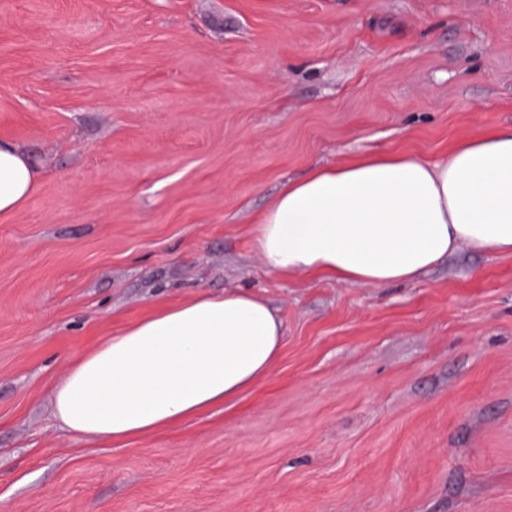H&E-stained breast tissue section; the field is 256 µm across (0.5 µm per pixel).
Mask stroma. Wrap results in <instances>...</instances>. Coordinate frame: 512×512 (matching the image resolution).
Masks as SVG:
<instances>
[{
	"mask_svg": "<svg viewBox=\"0 0 512 512\" xmlns=\"http://www.w3.org/2000/svg\"><path fill=\"white\" fill-rule=\"evenodd\" d=\"M512 127V0H0V138L42 180L0 216V512H512V256L418 281L267 271L281 186ZM243 288L269 374L145 436L64 431L71 364Z\"/></svg>",
	"mask_w": 512,
	"mask_h": 512,
	"instance_id": "obj_1",
	"label": "stroma"
}]
</instances>
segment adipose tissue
I'll return each mask as SVG.
<instances>
[{
  "instance_id": "1",
  "label": "adipose tissue",
  "mask_w": 512,
  "mask_h": 512,
  "mask_svg": "<svg viewBox=\"0 0 512 512\" xmlns=\"http://www.w3.org/2000/svg\"><path fill=\"white\" fill-rule=\"evenodd\" d=\"M41 180L0 140V214ZM512 255V127L460 140L438 160L380 153L283 185L253 228L265 267L348 285L417 280L460 246ZM283 321L230 288L163 306L77 359L55 385L60 428L120 440L181 423L239 397L280 355Z\"/></svg>"
}]
</instances>
